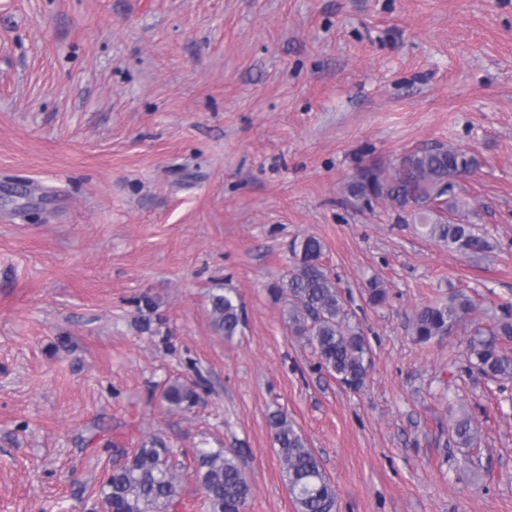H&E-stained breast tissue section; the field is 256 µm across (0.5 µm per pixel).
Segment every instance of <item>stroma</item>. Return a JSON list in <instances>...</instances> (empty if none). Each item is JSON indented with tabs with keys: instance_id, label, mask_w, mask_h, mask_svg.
I'll list each match as a JSON object with an SVG mask.
<instances>
[{
	"instance_id": "35a3bbf8",
	"label": "stroma",
	"mask_w": 512,
	"mask_h": 512,
	"mask_svg": "<svg viewBox=\"0 0 512 512\" xmlns=\"http://www.w3.org/2000/svg\"><path fill=\"white\" fill-rule=\"evenodd\" d=\"M424 144L477 158L490 252L348 195ZM307 235L369 339L361 392L269 295ZM222 287L245 311L229 340ZM458 292L484 325L512 305V0H0V512H106L107 469L154 437L180 456L169 512H205L196 447L239 451L245 512H294L276 411L338 512H512V382L460 374L464 330L411 333ZM176 381L191 408L163 400ZM452 400L481 430L467 452ZM214 330L231 338L244 324V310L238 294L231 288H217L209 297Z\"/></svg>"
}]
</instances>
